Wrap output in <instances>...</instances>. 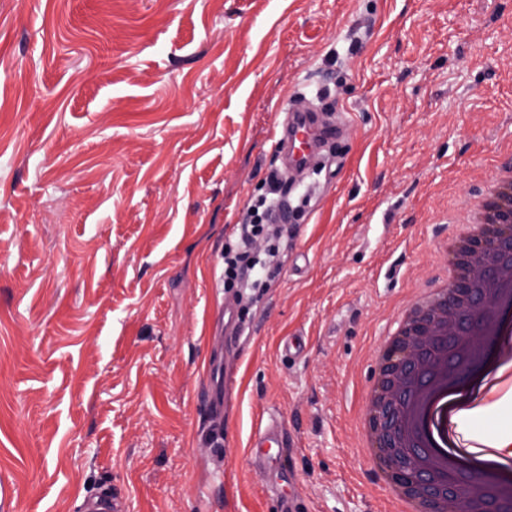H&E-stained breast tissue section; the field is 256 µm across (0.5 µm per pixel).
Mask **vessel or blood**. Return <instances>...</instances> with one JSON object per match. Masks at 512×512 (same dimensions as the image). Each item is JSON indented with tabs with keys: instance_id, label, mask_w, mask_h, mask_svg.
<instances>
[{
	"instance_id": "obj_1",
	"label": "vessel or blood",
	"mask_w": 512,
	"mask_h": 512,
	"mask_svg": "<svg viewBox=\"0 0 512 512\" xmlns=\"http://www.w3.org/2000/svg\"><path fill=\"white\" fill-rule=\"evenodd\" d=\"M343 124L327 128L316 124L308 111L288 109L274 134L273 147L286 170L303 173L312 164L323 143L342 136ZM283 428L277 418H269L250 438L247 456L254 464L265 467L275 477H283L281 448ZM79 512H121L118 502L105 490L85 497Z\"/></svg>"
}]
</instances>
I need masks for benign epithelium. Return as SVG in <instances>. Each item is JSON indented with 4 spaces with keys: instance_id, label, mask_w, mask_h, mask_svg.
<instances>
[{
    "instance_id": "7a95c632",
    "label": "benign epithelium",
    "mask_w": 512,
    "mask_h": 512,
    "mask_svg": "<svg viewBox=\"0 0 512 512\" xmlns=\"http://www.w3.org/2000/svg\"><path fill=\"white\" fill-rule=\"evenodd\" d=\"M486 238L476 245L461 244L453 264L459 271L460 287L469 295L468 307L450 298L413 314V326L397 340L386 356L371 400L373 448L391 481L406 482L394 449L403 447L408 418L400 413L406 399L414 398L430 371L441 375L457 372L461 355L436 357L421 362L429 343H450L463 335L474 314L485 312L496 301L498 286L512 284V189L499 191L491 204ZM429 461L415 456L410 461L414 483L411 489L419 512H495L477 480L441 489L429 477Z\"/></svg>"
}]
</instances>
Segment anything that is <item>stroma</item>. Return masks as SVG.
<instances>
[{
  "label": "stroma",
  "instance_id": "1",
  "mask_svg": "<svg viewBox=\"0 0 512 512\" xmlns=\"http://www.w3.org/2000/svg\"><path fill=\"white\" fill-rule=\"evenodd\" d=\"M298 92L352 127L248 301L224 248ZM511 164L512 0H0V512H394L376 349ZM272 416L279 483L246 450ZM80 512H121L120 505L107 490L85 497L79 505Z\"/></svg>",
  "mask_w": 512,
  "mask_h": 512
}]
</instances>
